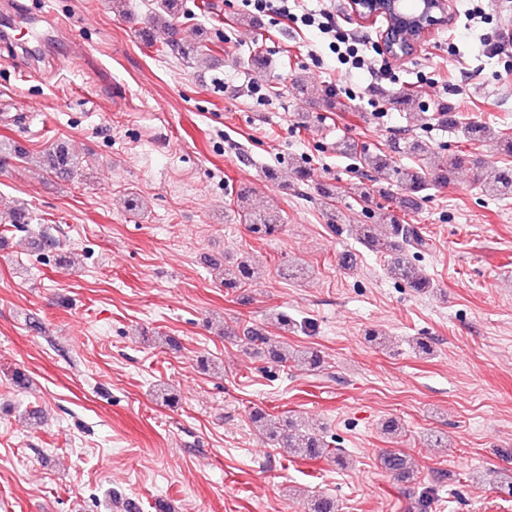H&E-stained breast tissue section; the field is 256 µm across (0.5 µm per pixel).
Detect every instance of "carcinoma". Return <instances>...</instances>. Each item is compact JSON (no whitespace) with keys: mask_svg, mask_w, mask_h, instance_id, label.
<instances>
[{"mask_svg":"<svg viewBox=\"0 0 512 512\" xmlns=\"http://www.w3.org/2000/svg\"><path fill=\"white\" fill-rule=\"evenodd\" d=\"M178 0H159L147 25L140 30V38L155 49L156 56L174 57L181 60H195L211 51L210 44L203 43L200 35L190 38L181 34ZM162 25L168 38L157 42L153 35L156 25ZM462 136L474 141L500 140L505 142L504 150L512 155V140L499 135L490 127L482 124L466 123L461 127ZM395 152L415 158L411 165L394 166L391 157L385 153H370L360 150L350 141L336 142V152L349 155L360 165L362 171L370 173L371 184L360 182L350 187L351 194L360 201L369 204L375 198L384 200L369 210L376 223L388 227L385 237L374 233V225L364 224L360 227L359 239L371 251L385 255L388 276L403 282L406 287L418 293H435V284L424 275L410 260V256L429 248L428 239L416 224L402 223L396 211L408 215L422 207L427 197L426 191L450 184L455 173L467 165L476 168L480 162L470 158L463 151L448 154L437 151L425 143L403 138L394 142ZM48 167L51 172L65 177L78 174L81 162L65 147L57 146L48 152ZM477 182L483 190L500 199L512 198V167L505 166L494 170L490 177L477 173ZM399 188L396 193L393 188ZM315 190L321 197L322 206L331 219H336V192L329 186L317 184ZM240 206V219L258 238L270 237L278 233L280 225L278 216L265 209H257L248 204L249 191L242 189L237 193ZM32 222V215L27 204L20 203L6 209H0V230L8 232L25 228ZM258 279L251 262L241 259L224 266L223 284L226 289L244 288ZM247 344L267 362L285 367L291 363L301 365L308 371L322 367L321 357L314 349H290L275 345L271 338L259 329H251L245 334ZM250 418L252 422L266 428V435L279 447L289 450L292 456L301 459L334 458L340 459L329 442L316 432L305 430L293 420L285 418L276 422L269 420V414L260 408L254 409ZM381 465L395 480H408L413 475L411 463L399 451L387 450L381 457ZM308 512H338L336 499L326 494L312 497L307 506Z\"/></svg>","mask_w":512,"mask_h":512,"instance_id":"1","label":"carcinoma"}]
</instances>
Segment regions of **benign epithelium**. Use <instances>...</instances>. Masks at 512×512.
<instances>
[{
    "instance_id": "benign-epithelium-1",
    "label": "benign epithelium",
    "mask_w": 512,
    "mask_h": 512,
    "mask_svg": "<svg viewBox=\"0 0 512 512\" xmlns=\"http://www.w3.org/2000/svg\"><path fill=\"white\" fill-rule=\"evenodd\" d=\"M406 0H349L358 20L384 21L377 47L388 58L401 60L413 54L451 14L452 0H416L409 11Z\"/></svg>"
}]
</instances>
